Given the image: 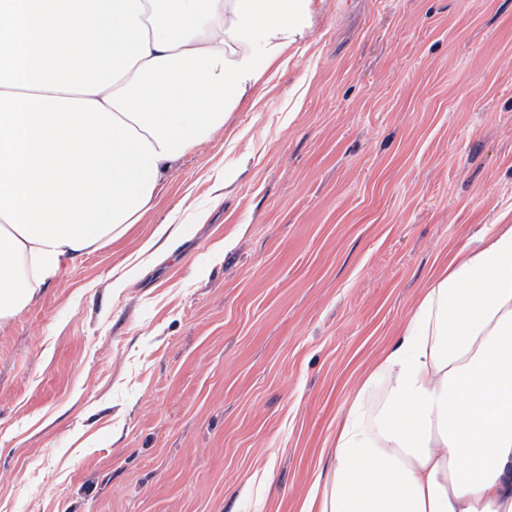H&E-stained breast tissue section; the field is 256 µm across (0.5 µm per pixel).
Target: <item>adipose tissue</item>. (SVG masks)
Listing matches in <instances>:
<instances>
[{
    "instance_id": "ef3b65f1",
    "label": "adipose tissue",
    "mask_w": 512,
    "mask_h": 512,
    "mask_svg": "<svg viewBox=\"0 0 512 512\" xmlns=\"http://www.w3.org/2000/svg\"><path fill=\"white\" fill-rule=\"evenodd\" d=\"M312 0H0V328L120 239L308 36ZM317 512H512V224L430 278Z\"/></svg>"
}]
</instances>
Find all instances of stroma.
<instances>
[{
	"label": "stroma",
	"mask_w": 512,
	"mask_h": 512,
	"mask_svg": "<svg viewBox=\"0 0 512 512\" xmlns=\"http://www.w3.org/2000/svg\"><path fill=\"white\" fill-rule=\"evenodd\" d=\"M511 223L512 0H314L142 221L0 329V512H301L430 273Z\"/></svg>",
	"instance_id": "35a3bbf8"
}]
</instances>
